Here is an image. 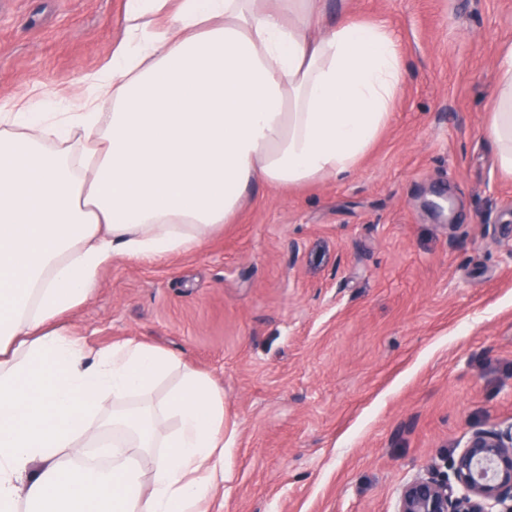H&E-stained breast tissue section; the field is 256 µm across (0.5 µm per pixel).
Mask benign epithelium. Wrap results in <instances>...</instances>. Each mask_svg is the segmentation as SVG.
<instances>
[{
    "instance_id": "1",
    "label": "benign epithelium",
    "mask_w": 512,
    "mask_h": 512,
    "mask_svg": "<svg viewBox=\"0 0 512 512\" xmlns=\"http://www.w3.org/2000/svg\"><path fill=\"white\" fill-rule=\"evenodd\" d=\"M448 468L406 482L396 512H512V425L474 431Z\"/></svg>"
}]
</instances>
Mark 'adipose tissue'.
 <instances>
[{
  "instance_id": "adipose-tissue-1",
  "label": "adipose tissue",
  "mask_w": 512,
  "mask_h": 512,
  "mask_svg": "<svg viewBox=\"0 0 512 512\" xmlns=\"http://www.w3.org/2000/svg\"><path fill=\"white\" fill-rule=\"evenodd\" d=\"M124 22L81 105L0 99V512H209L223 388L61 320L113 257L202 249L250 188L355 172L403 79L384 25H326L316 0H125ZM490 112L512 174V50Z\"/></svg>"
}]
</instances>
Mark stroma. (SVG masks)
<instances>
[{
    "label": "stroma",
    "mask_w": 512,
    "mask_h": 512,
    "mask_svg": "<svg viewBox=\"0 0 512 512\" xmlns=\"http://www.w3.org/2000/svg\"><path fill=\"white\" fill-rule=\"evenodd\" d=\"M124 0H0V97L78 101ZM396 37L391 117L343 179L250 190L197 252L113 258L65 320L224 390L211 512H395L474 430L512 425V176L484 135L512 0H322Z\"/></svg>",
    "instance_id": "35a3bbf8"
}]
</instances>
